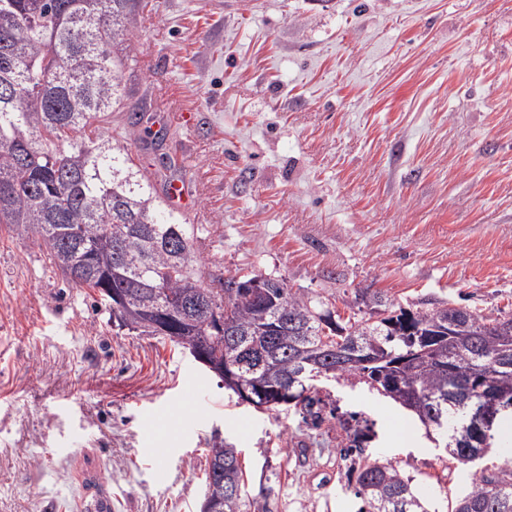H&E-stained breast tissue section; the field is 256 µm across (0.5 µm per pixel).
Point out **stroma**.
<instances>
[{
    "label": "stroma",
    "instance_id": "obj_1",
    "mask_svg": "<svg viewBox=\"0 0 512 512\" xmlns=\"http://www.w3.org/2000/svg\"><path fill=\"white\" fill-rule=\"evenodd\" d=\"M104 123L158 189L197 207V261L336 297L371 288L512 310V0H139ZM204 383L200 402L182 386ZM319 427L236 404L169 340L112 325L34 232L0 226V512H200L210 448L234 444L269 512H357L338 418L439 512L473 467L364 384L320 385ZM163 405L177 424L150 429ZM414 433L400 438L401 427Z\"/></svg>",
    "mask_w": 512,
    "mask_h": 512
}]
</instances>
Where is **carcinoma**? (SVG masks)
<instances>
[{
	"label": "carcinoma",
	"instance_id": "carcinoma-1",
	"mask_svg": "<svg viewBox=\"0 0 512 512\" xmlns=\"http://www.w3.org/2000/svg\"><path fill=\"white\" fill-rule=\"evenodd\" d=\"M136 0H0V24L15 36L0 53V84L18 94L0 99V224L33 230L66 280L92 289L119 329L167 337L165 319L237 373L288 384L295 410L314 414L316 382L364 383L401 404L434 441L463 465L493 448L512 408L481 435L458 425L454 407L505 396L512 402V313L486 318L446 302L395 306L378 291L357 293L363 316L341 317L322 298L267 277L249 293L248 277H210L194 257V225L167 213L152 183L112 144L103 121L119 91L124 60L114 44L127 36ZM180 243L177 250L169 242ZM133 301L130 317L114 308L112 292ZM426 347L409 343L410 329H448ZM244 355L253 363L238 370ZM395 379L390 388L379 373ZM338 420L346 451L364 457L349 472L360 512H432L413 480L390 461L364 455L369 429ZM203 512H250L247 473L229 444L209 450ZM452 512H512V457L494 472L475 470L471 490Z\"/></svg>",
	"mask_w": 512,
	"mask_h": 512
}]
</instances>
